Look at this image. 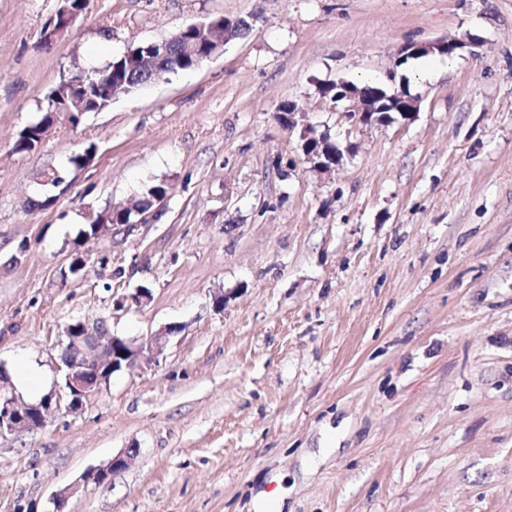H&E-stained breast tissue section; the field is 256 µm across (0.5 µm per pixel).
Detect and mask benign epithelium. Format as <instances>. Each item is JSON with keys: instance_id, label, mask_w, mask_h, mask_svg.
Here are the masks:
<instances>
[{"instance_id": "1", "label": "benign epithelium", "mask_w": 512, "mask_h": 512, "mask_svg": "<svg viewBox=\"0 0 512 512\" xmlns=\"http://www.w3.org/2000/svg\"><path fill=\"white\" fill-rule=\"evenodd\" d=\"M70 0H62L63 7L59 18L63 24L55 26L56 17L52 16L44 28L42 42L51 44L57 36L70 30L74 25L79 12L69 7ZM476 43L456 39H441L429 44H408L402 50V57L409 58L422 53L438 52L442 55L453 56L467 47H474ZM336 87L342 92L336 94V99L348 102L343 115L346 119L363 126H384L393 120L385 112L393 108L404 120H411L419 109V100L415 97L403 96L400 93L384 94L379 88L368 86L357 87L347 82H339ZM302 151L305 159L312 164V168L327 173L335 167V163L342 157L341 151L336 156L323 149L322 137L317 135L313 128L304 126L300 131ZM333 160H328V157ZM150 299L146 288H138L133 293L123 295L113 300V307L122 309L131 305L140 306ZM171 330L164 329L150 337L147 350L159 352L168 339ZM61 355L64 379V389L67 397L66 408L76 413L83 407L84 401L95 391L107 384L110 373L123 367L131 368L136 363L143 348H134L129 341L114 335H107L104 320L95 322L76 321L70 324L65 331V340L62 342ZM53 405V397L49 396L38 404H20L12 397L0 396V435L5 432L37 429L45 423L46 415ZM136 454L131 449L123 456L112 458L106 465L89 471L85 480L95 484L107 482L113 471L124 467L128 459Z\"/></svg>"}]
</instances>
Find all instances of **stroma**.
Wrapping results in <instances>:
<instances>
[{
  "label": "stroma",
  "mask_w": 512,
  "mask_h": 512,
  "mask_svg": "<svg viewBox=\"0 0 512 512\" xmlns=\"http://www.w3.org/2000/svg\"><path fill=\"white\" fill-rule=\"evenodd\" d=\"M57 7L0 0V394L31 403L24 361L63 397L74 321L143 349L172 333L81 411L0 435V512L64 489L66 512H256L271 488L288 512H512V0H87L42 45ZM218 15L250 34L13 153L76 68ZM444 38L477 47L400 57ZM340 81L419 111L349 127L321 93ZM285 102L334 170L305 162ZM162 181L156 219L84 236ZM69 2L70 0L59 1V3H63V7L58 14L63 21L61 26L55 27L56 17L54 15L47 21L42 37V42L44 45H50L57 38V36L65 33V31H69L74 25L80 12L72 10L68 5ZM134 454H136V450L131 449L127 452L126 455L112 458V460L109 461L106 465L101 466L97 469L90 470L85 475V480L87 482L91 481L98 485L104 484L105 482H107L112 472L124 467L127 464L128 459H131V457H133Z\"/></svg>",
  "instance_id": "obj_1"
}]
</instances>
